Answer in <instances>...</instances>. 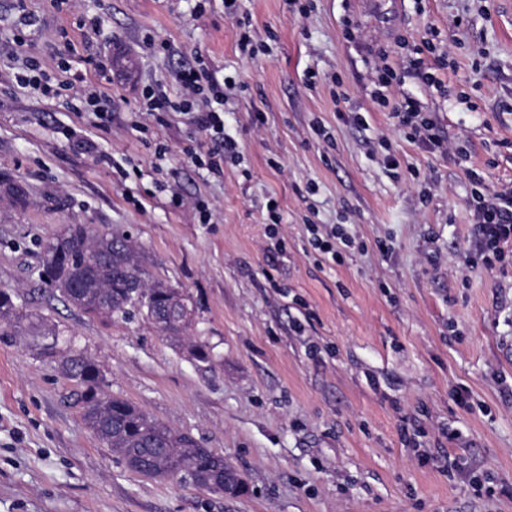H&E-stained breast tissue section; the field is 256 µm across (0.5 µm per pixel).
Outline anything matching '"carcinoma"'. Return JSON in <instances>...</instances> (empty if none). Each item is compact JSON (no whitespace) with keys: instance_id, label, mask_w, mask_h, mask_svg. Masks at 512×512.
<instances>
[{"instance_id":"carcinoma-1","label":"carcinoma","mask_w":512,"mask_h":512,"mask_svg":"<svg viewBox=\"0 0 512 512\" xmlns=\"http://www.w3.org/2000/svg\"><path fill=\"white\" fill-rule=\"evenodd\" d=\"M41 265L60 297L85 314L126 320L137 313L175 342L188 335L191 319L184 293L154 277L137 246L120 234L72 224L65 234L42 243ZM3 324L16 336L31 337L40 353L59 359L79 388L88 428L120 461L140 460L144 477L190 482L218 495L228 487L247 486L223 455L108 394L103 371L91 357L63 345L62 331L55 324L0 291Z\"/></svg>"}]
</instances>
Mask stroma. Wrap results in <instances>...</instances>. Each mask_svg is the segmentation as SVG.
I'll list each match as a JSON object with an SVG mask.
<instances>
[{"mask_svg":"<svg viewBox=\"0 0 512 512\" xmlns=\"http://www.w3.org/2000/svg\"><path fill=\"white\" fill-rule=\"evenodd\" d=\"M432 25L424 65L442 93L409 65ZM119 46L129 85L114 77ZM30 57L52 76L68 62L111 122L20 86ZM199 58L210 80L247 85L224 114L241 157L220 176L185 155L208 141L183 114L133 124L143 89L177 98L175 71ZM382 65L398 75L391 99L415 98L443 150L407 140L378 105ZM472 169L512 186V0H0V179L28 199L0 193V290L95 359L109 394L222 451L250 485L228 499L131 472L85 426L58 362L0 330V512H512V245L503 266L472 267ZM171 185L185 206L168 204ZM70 224L135 240L187 295L211 362L144 319L61 301L39 255ZM337 225L350 242L334 263L311 242Z\"/></svg>","mask_w":512,"mask_h":512,"instance_id":"35a3bbf8","label":"stroma"}]
</instances>
